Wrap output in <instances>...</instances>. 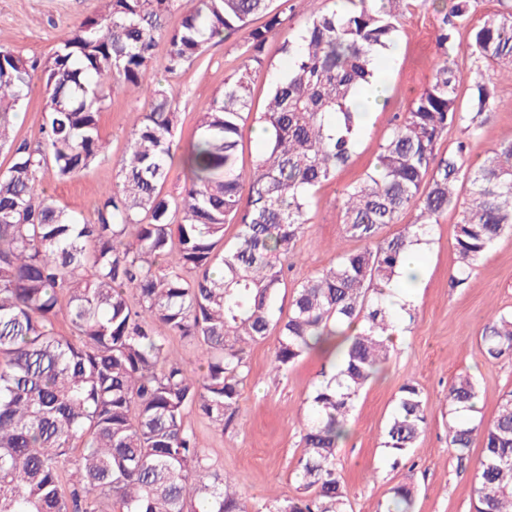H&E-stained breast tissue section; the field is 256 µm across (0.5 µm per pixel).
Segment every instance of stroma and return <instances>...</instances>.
Instances as JSON below:
<instances>
[{"mask_svg": "<svg viewBox=\"0 0 512 512\" xmlns=\"http://www.w3.org/2000/svg\"><path fill=\"white\" fill-rule=\"evenodd\" d=\"M103 5V0H0V48L46 60L75 24L99 16ZM308 15L306 5L299 2L285 11L279 34L268 40L265 64L253 71L254 111H262L274 69L284 62V39L296 36ZM435 23L432 8L421 0L401 19L396 35L400 52L380 62L388 74L389 103L371 115L347 165L318 191L295 256L289 261L288 284L315 275L334 258V245L342 234L343 189L363 178L380 143L403 117L411 99L430 84L439 55ZM244 50L240 35L212 42L201 61L171 75L164 70L167 43L159 41L144 92L111 98L100 115V136L108 145L106 157L65 179L54 168H47L41 174L42 186L60 206L93 215L103 192L118 180L119 161L150 91L163 90L174 101L180 114L177 138L180 146H187L202 104L223 90L225 79L241 64ZM503 140H512V111L506 109L495 112L480 135L470 138L468 159L481 161ZM458 221V211L451 210L434 225L425 246L426 279L410 309L406 334L393 344L382 372L360 392L349 415V433L337 450L349 512H381L391 488L399 484L416 488L414 512H472L480 451L472 449L469 459L461 463L449 448L446 395L454 377L469 373L479 391L477 416L488 423L502 396L512 391V358L489 362L480 350L484 323L496 313L512 311V234L493 245L466 284L456 286L449 274L455 261ZM275 344L271 336L250 347V374L239 409L224 431H217L197 410H187L185 415L213 470L233 480L242 496L257 505L298 494L293 471L302 452V414L318 382L331 377L337 365L335 356L314 351L287 372H274ZM407 382L423 393L428 425L415 447L397 460L383 446L384 428L399 389Z\"/></svg>", "mask_w": 512, "mask_h": 512, "instance_id": "obj_1", "label": "stroma"}]
</instances>
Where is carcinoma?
I'll return each instance as SVG.
<instances>
[{"instance_id": "cac0c4a2", "label": "carcinoma", "mask_w": 512, "mask_h": 512, "mask_svg": "<svg viewBox=\"0 0 512 512\" xmlns=\"http://www.w3.org/2000/svg\"><path fill=\"white\" fill-rule=\"evenodd\" d=\"M273 2L107 0L104 16L74 26L44 62L0 49V147L11 152L0 173V512H348L337 447L355 397L389 354L384 284L450 209L461 216L454 284L512 233V141L479 164L467 162L463 139L440 152L451 129L476 136L499 108L498 80L512 79V11L487 16L462 45L456 30L476 0H429L444 4L432 81L384 139L373 169L342 192V235L360 246L336 251L329 267L293 286L288 315H275L312 200L365 129L353 101L411 0H347L341 12L310 2L298 37L283 42L288 65L254 118L266 138L246 172L238 151L252 116L251 69L282 25ZM181 8L179 26L167 29ZM255 18L264 22L252 27ZM237 33L248 56L200 110L179 196L162 192L179 113L160 90L130 133L117 188L96 219L41 187L49 166L65 178L102 158L100 113L112 95L143 87L160 38L165 70L178 74L213 40ZM38 69L46 119L32 144L12 134L10 110L28 99ZM410 208L415 221L381 237ZM226 224L238 225L229 246ZM60 317L68 336L55 330ZM347 321L361 331L350 335ZM272 329L274 371L317 348L338 349V370L303 416L302 495L250 508L212 470L185 411L224 429L249 375L248 349ZM171 336L196 343L205 364L172 360ZM480 344L490 362L512 357V312L491 317ZM477 397L466 374L448 385V447L463 462L481 438L473 512H512V392L487 425L458 418L475 411ZM426 426L422 391L402 385L385 448L405 456ZM414 496L413 487L394 486L384 512H412Z\"/></svg>"}]
</instances>
